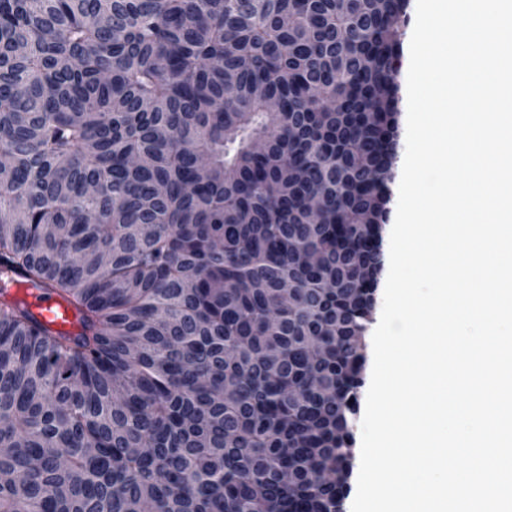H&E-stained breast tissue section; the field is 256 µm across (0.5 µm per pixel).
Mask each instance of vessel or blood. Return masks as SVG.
<instances>
[{"label":"vessel or blood","mask_w":512,"mask_h":512,"mask_svg":"<svg viewBox=\"0 0 512 512\" xmlns=\"http://www.w3.org/2000/svg\"><path fill=\"white\" fill-rule=\"evenodd\" d=\"M7 296L24 303L31 313L53 332L73 334L78 330L77 311L63 301L54 289L29 282L15 281L10 284Z\"/></svg>","instance_id":"b4317fda"}]
</instances>
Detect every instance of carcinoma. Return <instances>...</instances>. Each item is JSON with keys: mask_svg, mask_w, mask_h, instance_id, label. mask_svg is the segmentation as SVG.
<instances>
[{"mask_svg": "<svg viewBox=\"0 0 512 512\" xmlns=\"http://www.w3.org/2000/svg\"><path fill=\"white\" fill-rule=\"evenodd\" d=\"M407 5L0 0V512H343ZM7 298L20 300L40 322L55 333L74 334L78 330L77 311L52 288L14 281L9 286Z\"/></svg>", "mask_w": 512, "mask_h": 512, "instance_id": "obj_1", "label": "carcinoma"}]
</instances>
